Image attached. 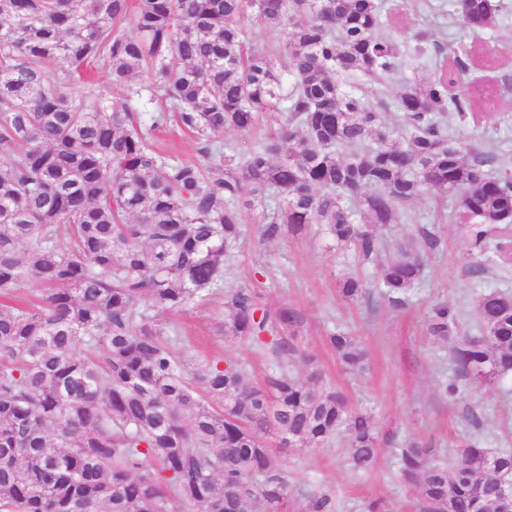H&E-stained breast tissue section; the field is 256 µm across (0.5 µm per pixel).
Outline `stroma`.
I'll return each mask as SVG.
<instances>
[{
  "instance_id": "1",
  "label": "stroma",
  "mask_w": 512,
  "mask_h": 512,
  "mask_svg": "<svg viewBox=\"0 0 512 512\" xmlns=\"http://www.w3.org/2000/svg\"><path fill=\"white\" fill-rule=\"evenodd\" d=\"M396 16L394 37L412 42L417 30L430 27L448 54L461 58L465 80L478 78V58L493 51V80L498 96L493 110L477 108L466 120L448 115L449 134L472 146L496 147L512 157V19L480 35H473L455 17L457 0H386ZM456 198L428 195L408 203L392 227L390 243L422 241L426 269L408 299L392 303L383 298L344 300L339 292L343 276L355 275L379 283L378 264H364L355 253L326 241L316 229L278 240H261L259 212L247 214L244 235L231 252L224 276L225 288L255 287L261 303L285 304L300 317L303 358L290 361L296 377H305V357H312L327 378L348 398L353 410L370 413L377 426L381 451L375 463L353 472L346 455V437L337 434L329 447L317 450L279 448L278 469L288 476L291 499L288 512L310 495H327L335 512H419L415 488L399 475L398 454L409 439H417L437 459L452 463L461 434L469 432V410L481 416V438L486 447L512 449V381L476 388L463 387L457 398L441 391L454 374L450 345L430 335L432 308L445 306L457 317L465 336L479 333L475 300L485 290L512 292V276L502 277L489 267L479 278L470 275V242ZM191 354L219 355L243 364L252 382L263 383L270 371L266 357L249 344L224 337V297L170 315ZM359 336L368 351V368L361 373L344 369L330 349L327 337L335 330Z\"/></svg>"
}]
</instances>
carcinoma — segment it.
<instances>
[{"label": "carcinoma", "instance_id": "1", "mask_svg": "<svg viewBox=\"0 0 512 512\" xmlns=\"http://www.w3.org/2000/svg\"><path fill=\"white\" fill-rule=\"evenodd\" d=\"M457 8L478 36L512 0ZM245 18L274 37L273 55L248 49ZM394 27L380 0H0V512H224L227 500L287 512L270 440L322 448L341 430L353 469L373 465V417L352 411L302 354L294 309L260 306L249 286L225 295L223 335L268 350L262 387L240 364L179 347L158 314L221 292L224 260L256 209L263 240L315 224L369 260L400 208L436 189L467 220L470 274L486 271L489 253L512 271V175L492 169V153L467 161L468 145L442 122L495 89L449 90L457 75L420 29L409 52L434 50L435 72L402 85L395 136L379 111V87L401 65ZM92 66L137 97L151 76L162 101L149 125L127 103L72 91ZM270 110L283 112L272 134L240 157L224 153L225 130L251 133ZM171 122L194 134L203 162L152 144ZM430 244L427 234L422 246L397 244L376 291L350 276L341 296L400 301ZM30 281L37 299L6 303ZM475 312L478 337L458 335L446 306L429 319L451 344L450 398L463 381L512 377V292L482 293ZM328 341L346 368L365 369L358 337L338 330ZM300 354L304 379L288 372ZM509 470L512 452L473 432L450 469L415 440L399 453L422 512H500Z\"/></svg>", "mask_w": 512, "mask_h": 512}]
</instances>
